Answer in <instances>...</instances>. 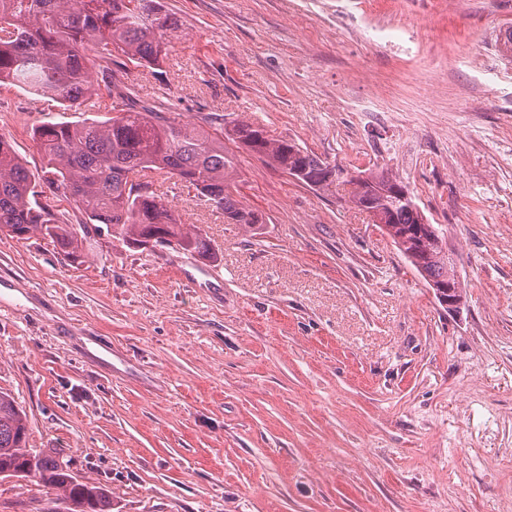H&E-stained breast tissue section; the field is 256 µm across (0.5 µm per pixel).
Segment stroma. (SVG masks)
Masks as SVG:
<instances>
[{
  "label": "stroma",
  "mask_w": 512,
  "mask_h": 512,
  "mask_svg": "<svg viewBox=\"0 0 512 512\" xmlns=\"http://www.w3.org/2000/svg\"><path fill=\"white\" fill-rule=\"evenodd\" d=\"M180 28L134 68L161 116L236 119L332 164L407 184L466 291H434L344 193L240 151L222 214L158 173L204 258L103 235L70 262L0 234V391L27 445L107 486L112 512H512V0H159ZM378 19L424 27L395 55ZM61 112L0 91V134L29 171ZM59 491L0 479V512Z\"/></svg>",
  "instance_id": "35a3bbf8"
}]
</instances>
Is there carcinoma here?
<instances>
[{
  "label": "carcinoma",
  "instance_id": "1",
  "mask_svg": "<svg viewBox=\"0 0 512 512\" xmlns=\"http://www.w3.org/2000/svg\"><path fill=\"white\" fill-rule=\"evenodd\" d=\"M0 89L16 86L58 102L70 111L100 89L91 56L106 63L116 53L137 67L160 68L170 53L167 34L178 20L156 0H0ZM129 70L112 72L121 108L105 120L45 121L31 128L43 157L41 174L29 173L11 140L0 134V233L22 238L34 231L48 236L72 260L79 258L88 225L111 237L140 245L166 240L211 258V244L190 231L172 207L150 190L147 173L164 171L194 188L224 214L227 224L252 227L255 211L236 197V154L224 139L317 191L350 185V201L368 212L417 272L433 285L457 279L446 243L426 222L402 181L370 174L358 182L350 170L332 165L294 140L275 138L245 120L209 132L159 115L137 98ZM74 201L85 222L68 224L55 212L54 199ZM26 414L0 391V476L34 474L62 492L64 512H112V493L80 482L70 465L25 446Z\"/></svg>",
  "mask_w": 512,
  "mask_h": 512
}]
</instances>
